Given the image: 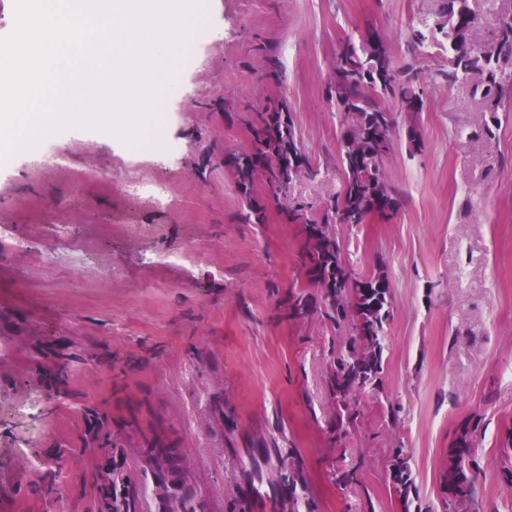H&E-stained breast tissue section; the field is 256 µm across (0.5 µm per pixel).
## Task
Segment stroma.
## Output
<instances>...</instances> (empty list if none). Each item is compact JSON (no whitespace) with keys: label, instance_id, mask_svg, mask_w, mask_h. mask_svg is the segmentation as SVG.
<instances>
[{"label":"stroma","instance_id":"1","mask_svg":"<svg viewBox=\"0 0 512 512\" xmlns=\"http://www.w3.org/2000/svg\"><path fill=\"white\" fill-rule=\"evenodd\" d=\"M440 6L203 0L205 35L186 51L148 140L129 146L73 123L0 157V475L14 479L0 512H96L84 403L108 414L120 447L161 439L182 449L224 512H240L249 454L272 441L299 450L320 512H401L387 483L397 448L415 477L411 512H442L447 450L477 414L480 512H512L498 469L512 427V112L500 113L494 138L472 137L483 114L470 84L439 80L445 48L413 46ZM370 28L418 76L423 148L409 153L405 134L395 137L385 160L402 196L393 215L333 227L355 275L386 272L391 316L380 388L331 448L326 378L343 333L319 312L283 318V300L305 282L299 240L277 209L262 224L242 220L224 151L248 146L253 112L285 102L320 169L294 179L288 200L322 218L344 192L331 65L345 36ZM49 151L68 165L44 169ZM134 175L163 182L170 205L130 195ZM26 236L30 250L12 249ZM66 237L94 240L78 264L62 255ZM185 248L194 265L150 261ZM37 253L56 264L34 263ZM62 367L72 397L49 400L41 380ZM28 402L36 410L18 412ZM61 451L54 492H37L40 461ZM350 466L359 484L337 485L334 469Z\"/></svg>","mask_w":512,"mask_h":512}]
</instances>
